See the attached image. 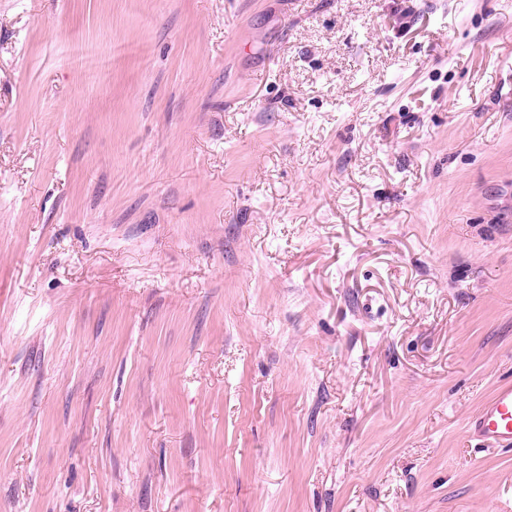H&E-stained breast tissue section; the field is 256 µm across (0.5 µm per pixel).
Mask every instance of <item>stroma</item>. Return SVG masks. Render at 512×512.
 <instances>
[{
	"label": "stroma",
	"mask_w": 512,
	"mask_h": 512,
	"mask_svg": "<svg viewBox=\"0 0 512 512\" xmlns=\"http://www.w3.org/2000/svg\"><path fill=\"white\" fill-rule=\"evenodd\" d=\"M512 0H0V512H512ZM473 434L491 447H512V382L500 383L471 421Z\"/></svg>",
	"instance_id": "35a3bbf8"
}]
</instances>
